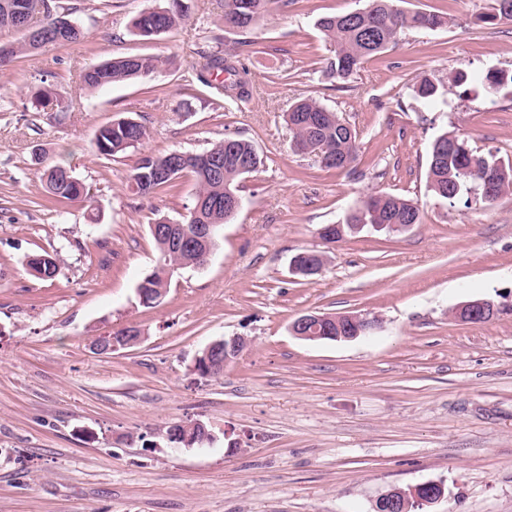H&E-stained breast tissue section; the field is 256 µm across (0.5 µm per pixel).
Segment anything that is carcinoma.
<instances>
[{"label": "carcinoma", "mask_w": 512, "mask_h": 512, "mask_svg": "<svg viewBox=\"0 0 512 512\" xmlns=\"http://www.w3.org/2000/svg\"><path fill=\"white\" fill-rule=\"evenodd\" d=\"M274 0H227L224 17L216 27L226 26L230 16H243L246 25L235 28L239 33H247L257 27L269 13ZM31 0H0V29L19 34L16 42L0 45V65L21 55H29L47 45L76 43L87 37L82 25L63 35V41H56L54 19L61 6L54 0L52 10L39 20V44L27 39V35L14 27L18 15H30ZM402 0H368L361 14L353 12L321 17L317 26L323 35L334 42L335 55L329 61V74L340 82L348 81L358 72L365 60L380 54L397 43L401 32L408 29L436 30L447 24V18L436 12L409 11L401 7ZM189 6L179 9L173 0H165V5L138 14L132 21L137 34L143 37L159 36L176 30L188 17ZM506 18L512 20V0H495L493 12L480 17L484 22ZM166 61L155 57L125 56L113 58L99 64L95 72H86L85 86L96 90L112 84L137 78H146L160 72ZM225 75L224 93L240 101L249 98L250 91L245 81L239 78L236 66L220 52L207 56L202 69L195 71L196 79L210 83V76ZM37 110L57 108L61 99L49 88L38 90L31 99ZM288 125L294 127L293 138L298 143L310 145V154L320 152L323 156L334 157L332 162H322L326 169L344 170L354 164L359 157L357 132L343 122L336 112L324 106L312 96L296 101L287 114ZM147 137L144 126H138L132 133L126 129V120L117 119L101 127L95 137L98 153L106 156L122 154L136 147ZM207 153L224 159V175L214 177L209 170L195 162V154H189L191 162L182 172L194 178V198L192 210L181 220L179 234L185 243L179 250H172L166 237H154L157 246V262L148 280L157 294L167 293L172 276V266L194 268L208 261L201 245L194 239L198 224L227 223L234 213L224 209V196L231 192L238 194L240 184L248 176L236 165L235 158H253L255 166H260L259 157L253 144L243 138L226 136L214 143ZM169 162V154L143 155L138 158L132 174L136 192H141L142 182L151 183L152 189L172 186L173 179L157 176L155 164ZM49 167L44 173L47 191L57 200L72 203L87 201V190L78 189L58 179L56 169ZM496 185V196L512 192V164L489 161L478 156L467 141L456 135L444 133L431 145L429 152L428 188L437 197L453 204L457 201L480 199L485 182ZM420 223V208L412 199L386 192L372 194L346 216V224H406ZM62 259L56 252H44L28 262L32 275L42 279L55 278L61 268Z\"/></svg>", "instance_id": "1"}]
</instances>
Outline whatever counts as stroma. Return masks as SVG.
Segmentation results:
<instances>
[{
	"instance_id": "1",
	"label": "stroma",
	"mask_w": 512,
	"mask_h": 512,
	"mask_svg": "<svg viewBox=\"0 0 512 512\" xmlns=\"http://www.w3.org/2000/svg\"><path fill=\"white\" fill-rule=\"evenodd\" d=\"M161 3L61 0L87 38L0 72V512H376L388 491L428 481L445 487L432 512H512V193L451 205L427 184L429 148L446 132L512 162V21L484 22L493 0H406L447 26L403 32L342 87L325 73L335 45L316 22L366 0H277L250 33H222L252 88L240 102L188 82L224 0H190L177 30L137 35L133 18ZM134 55L168 64L84 88L88 68ZM487 73L504 84L458 81ZM426 79L438 100L416 95ZM45 86L70 110H34ZM307 95L356 130L353 169L293 152L286 114ZM120 118L147 138L99 154L97 131ZM227 135L262 159L243 205L207 265L178 270L162 303L142 306L157 255L149 226L181 221L194 181L140 195L133 167ZM58 162L90 202L47 194L42 174ZM376 191L417 201L419 224L319 237ZM53 250L58 275L36 279L27 256ZM305 250L326 258L309 280L289 269ZM475 299L499 314L451 317ZM309 312L379 323L350 341H305L289 327ZM130 324L140 344L94 353L95 338ZM230 336L249 345L223 376L195 373L198 353ZM194 421L213 444L171 447L168 427Z\"/></svg>"
}]
</instances>
